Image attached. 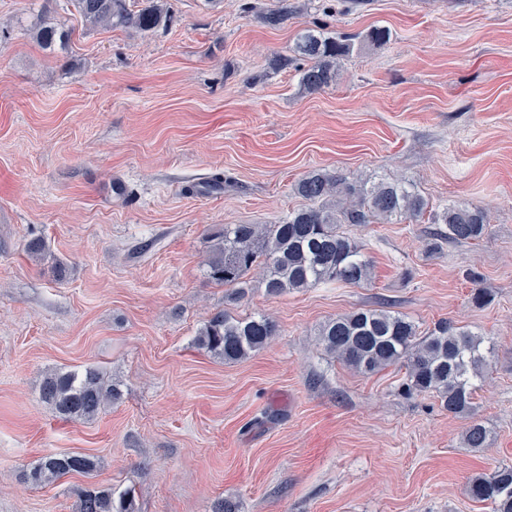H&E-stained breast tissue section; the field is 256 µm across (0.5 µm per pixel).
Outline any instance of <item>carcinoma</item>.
Listing matches in <instances>:
<instances>
[{"mask_svg": "<svg viewBox=\"0 0 512 512\" xmlns=\"http://www.w3.org/2000/svg\"><path fill=\"white\" fill-rule=\"evenodd\" d=\"M90 27L146 32L170 20L167 0H70ZM286 7L262 15L264 24L278 28L288 20ZM38 44L47 49L66 47L71 32L61 26L34 25ZM350 51L342 37L317 29L300 33L290 54L280 58L282 67L302 60L297 67L300 84L319 92L336 81L340 59ZM306 205L277 224H226L211 235L206 261L208 279L233 289L242 297L248 275L262 272L266 293L276 297L319 284L360 285L371 277V261L358 245L339 231L341 224L394 223L424 214L427 201L415 185L397 182L358 181L326 171H313L295 185ZM431 223L448 226V238L457 242L478 241L489 227L478 206L453 204L431 213ZM278 325L260 314L236 317L221 309L199 329L194 343L226 362L239 361L269 345ZM325 351L361 374H373L389 366L406 370L402 384L408 395L434 394L448 412L469 417L473 411L477 381L489 367L484 339L448 321L422 332L414 321L382 309H360L328 320L319 331ZM120 397L117 385L93 367L82 371H54L44 376L39 398L61 416L90 420ZM468 448L489 446V433L471 420L463 434ZM96 464L92 457L74 453H48L24 473L33 485L54 482L68 474H88ZM469 496L488 501L493 512H512V465H500L490 473L471 477ZM80 512H135L131 491L112 487L84 490Z\"/></svg>", "mask_w": 512, "mask_h": 512, "instance_id": "obj_1", "label": "carcinoma"}]
</instances>
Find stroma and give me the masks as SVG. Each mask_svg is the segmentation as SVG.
Here are the masks:
<instances>
[{"label":"stroma","instance_id":"stroma-1","mask_svg":"<svg viewBox=\"0 0 512 512\" xmlns=\"http://www.w3.org/2000/svg\"><path fill=\"white\" fill-rule=\"evenodd\" d=\"M168 2L169 26L136 33L88 28L67 0H0V512H79V490L105 486L138 512H493L466 486L512 465V0ZM285 3L288 22L264 25ZM41 15L71 29L67 53L37 43ZM318 23L355 45L310 93L278 60ZM379 27L389 40L367 41ZM322 169L479 206L488 233L343 225L373 265L355 286L270 297L255 278L234 301L205 278L212 231L279 223ZM34 236L46 258L26 253ZM369 308L491 346L474 395L489 448L465 447L436 396L403 395L402 370L325 352L320 325ZM218 309L280 332L224 361L194 343ZM88 367L117 403L72 422L39 401L46 372ZM51 452L97 467L26 482Z\"/></svg>","mask_w":512,"mask_h":512}]
</instances>
